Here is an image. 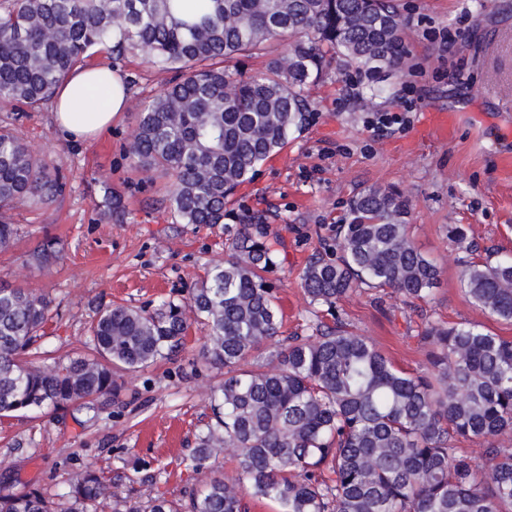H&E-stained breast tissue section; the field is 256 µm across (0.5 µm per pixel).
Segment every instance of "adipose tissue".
Segmentation results:
<instances>
[{
  "instance_id": "ef3b65f1",
  "label": "adipose tissue",
  "mask_w": 512,
  "mask_h": 512,
  "mask_svg": "<svg viewBox=\"0 0 512 512\" xmlns=\"http://www.w3.org/2000/svg\"><path fill=\"white\" fill-rule=\"evenodd\" d=\"M129 93L118 70L102 65L76 68L55 91L53 125L69 140L96 138L125 110Z\"/></svg>"
}]
</instances>
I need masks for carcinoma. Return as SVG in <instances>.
Masks as SVG:
<instances>
[{
	"instance_id": "carcinoma-1",
	"label": "carcinoma",
	"mask_w": 512,
	"mask_h": 512,
	"mask_svg": "<svg viewBox=\"0 0 512 512\" xmlns=\"http://www.w3.org/2000/svg\"><path fill=\"white\" fill-rule=\"evenodd\" d=\"M285 50L262 71L235 64ZM141 52L164 75L138 112L127 147L137 169L172 177L166 201L177 224L224 223L236 189L288 145L310 118L307 89L331 61L364 72V102L390 96L389 69L411 68L393 0H8L0 9V102L36 109L95 50ZM55 168L0 126V253L18 228L9 212L48 206L63 191ZM104 215L126 218L111 193ZM409 202L374 187L352 198L336 244L309 258L302 287L314 306L306 336H285L277 267L265 216L245 211L228 244L186 294L158 304L99 308L84 350L48 361L45 324L58 315L43 292L0 285V417L75 407L93 420L118 397L124 373L179 354L193 325L201 357L224 367L215 423L183 459L201 488L185 503L121 498L87 467L68 481L60 512H248L244 495L278 512H512V340L480 325L430 322L427 366H396L352 330L339 302L353 287L427 300L441 270L408 233ZM63 258L47 240L34 254ZM462 281L473 304L512 323V260L471 261ZM482 439L477 468L457 443ZM227 453L229 476L211 460ZM0 512H55L38 489L0 494Z\"/></svg>"
}]
</instances>
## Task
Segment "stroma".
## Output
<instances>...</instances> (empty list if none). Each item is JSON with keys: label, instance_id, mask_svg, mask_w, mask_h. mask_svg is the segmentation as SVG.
Returning <instances> with one entry per match:
<instances>
[{"label": "stroma", "instance_id": "stroma-1", "mask_svg": "<svg viewBox=\"0 0 512 512\" xmlns=\"http://www.w3.org/2000/svg\"><path fill=\"white\" fill-rule=\"evenodd\" d=\"M407 26L412 67L384 74L386 99L362 104L366 79L329 76L308 91L312 113L287 147L241 185L223 223L177 224L166 202L168 178L134 169L126 148L138 108L161 88V77L142 55L113 62L126 74L130 101L111 131L69 142L53 126L50 104L15 117L0 104V125L15 128L36 157L54 165L66 182L49 207L20 206L12 214L18 241L0 254V284L49 294L59 317L42 340L48 356L82 351L86 326L108 303L143 306L183 291L224 256L241 210L264 213L268 240L279 253L269 273L283 315V331L302 332L312 307L301 286L307 259L335 244L348 202L371 187L391 188L410 203L408 232L418 249L441 268L428 301L382 299L360 288L341 301L342 317L402 368L425 366L420 338L428 322L472 323L512 339V323L472 304L461 284L469 249L480 256H512V0H397ZM451 32L441 47L433 35ZM449 112L447 137L431 129L435 114ZM404 117V126H373L381 113ZM120 192L128 214L115 224L102 216L109 191ZM465 228L466 247L448 230ZM56 238L64 258L51 268L31 258L44 239ZM205 341L193 329L187 350L125 375L121 394L86 420L73 408L0 422V492L36 488L48 497L88 463L111 476L120 496L164 494L185 499L194 480L182 460L211 422L210 390L222 368L200 360ZM157 482L145 476L155 470Z\"/></svg>", "mask_w": 512, "mask_h": 512}]
</instances>
